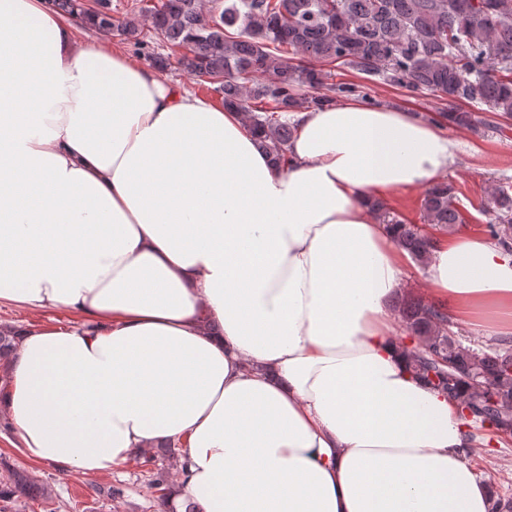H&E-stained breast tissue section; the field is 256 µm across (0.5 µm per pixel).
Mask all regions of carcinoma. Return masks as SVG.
<instances>
[{
	"mask_svg": "<svg viewBox=\"0 0 512 512\" xmlns=\"http://www.w3.org/2000/svg\"><path fill=\"white\" fill-rule=\"evenodd\" d=\"M484 1L490 10L481 7ZM51 2L139 51L147 47L135 18L84 13L77 0ZM205 11V0H160L150 18L168 43L188 48L178 59L183 70L221 95L224 107L245 113L280 163L296 131L288 113L330 104L338 94L366 98L358 84L328 82L326 66L332 64L436 96L444 104L434 117L441 125L478 134L495 116L512 120V0H231L214 21ZM470 102L485 111L462 108ZM373 208L400 247L425 263L431 245L425 229L381 200ZM421 211L443 234L466 227L448 182L426 189ZM483 211L491 215L483 230L512 252V194L491 190ZM395 308L407 332L410 369L458 403L468 436L490 447L500 432L512 431V342L467 345L446 308L411 292L398 297ZM16 340L15 328L0 326V369L9 368ZM145 456L152 465L148 483L159 492L163 512H203L193 499L172 500L168 461L177 457L176 448L162 444ZM40 501L51 502V490L25 471L13 468L0 479V512H24Z\"/></svg>",
	"mask_w": 512,
	"mask_h": 512,
	"instance_id": "cac0c4a2",
	"label": "carcinoma"
}]
</instances>
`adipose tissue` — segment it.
<instances>
[{
	"mask_svg": "<svg viewBox=\"0 0 512 512\" xmlns=\"http://www.w3.org/2000/svg\"><path fill=\"white\" fill-rule=\"evenodd\" d=\"M49 0H0V375L24 454L107 476L181 445L205 512H490L453 404L412 374L389 301L411 260L371 202L440 180L455 144L354 101L297 112L287 165L246 117L162 80ZM426 284L512 327V255L431 244ZM0 369L7 371L16 347L15 327L53 329L60 326L71 327L79 324L74 316L65 309L45 312H32L12 305H0ZM9 324V325H7Z\"/></svg>",
	"mask_w": 512,
	"mask_h": 512,
	"instance_id": "adipose-tissue-1",
	"label": "adipose tissue"
}]
</instances>
